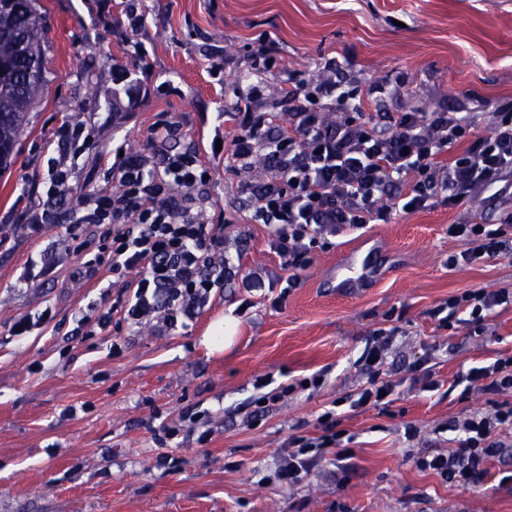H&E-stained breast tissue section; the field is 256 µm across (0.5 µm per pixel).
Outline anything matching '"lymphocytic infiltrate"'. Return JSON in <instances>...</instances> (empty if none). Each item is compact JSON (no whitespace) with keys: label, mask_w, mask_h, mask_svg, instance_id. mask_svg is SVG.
Instances as JSON below:
<instances>
[{"label":"lymphocytic infiltrate","mask_w":512,"mask_h":512,"mask_svg":"<svg viewBox=\"0 0 512 512\" xmlns=\"http://www.w3.org/2000/svg\"><path fill=\"white\" fill-rule=\"evenodd\" d=\"M112 81L127 97L112 105L116 121L142 98L176 91L169 82L154 83L147 71L132 79L120 64L112 68ZM370 104L358 88L292 73L281 99L269 100L263 86L250 83L238 88L224 111L236 124L225 165L243 176L245 219L267 229L288 285H296L315 251L329 248L342 231L386 223L406 210L453 209L477 192L512 185L511 108L489 113L490 129L480 134L474 113L415 108L387 113V125L380 128L366 115ZM186 135L181 120L161 112L142 148L101 137L94 123L66 117L51 136L46 168L27 197L23 218L35 235L68 223L70 240L86 255L85 267H106L119 286L109 310L91 309L80 317L87 335L104 333L116 318L131 328L152 322L165 332L186 326L242 270L241 262L225 257L224 225L212 215L211 162L195 149L171 147ZM86 155L92 161L82 175L78 161ZM261 163L269 166L266 177L249 180ZM511 227L512 212L495 226L449 225V237L466 244L449 256V264L471 266L511 253ZM509 303L511 290L469 289L449 296L439 325L450 329L463 323L480 333L497 308ZM386 351L377 337L365 347L360 360L369 376L353 407L385 406L394 396L397 385L384 368ZM453 385L463 400L480 391L487 406L458 423L463 434L458 448L420 459L418 466L467 488L484 477L487 462L502 446L500 433H512V354L471 367ZM318 423V436L289 438L279 481L295 484L331 448L337 460L352 457V438L339 429L335 409L324 410Z\"/></svg>","instance_id":"obj_1"}]
</instances>
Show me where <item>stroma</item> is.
Instances as JSON below:
<instances>
[{"instance_id":"stroma-1","label":"stroma","mask_w":512,"mask_h":512,"mask_svg":"<svg viewBox=\"0 0 512 512\" xmlns=\"http://www.w3.org/2000/svg\"><path fill=\"white\" fill-rule=\"evenodd\" d=\"M150 23L136 41L110 20L116 0H31L43 30L44 83L0 172V512H512V434L489 459L483 480L463 489L420 470L419 458L456 449L453 428L486 397L459 400L448 386L469 367L512 352V305L498 308L487 332L440 329L432 312L474 288H511L512 255L452 267L465 245L449 238L460 220L500 223L512 197L485 194L455 209L401 214L387 224L344 233L316 252L286 285L263 225L246 223L240 179L215 161L208 192L229 223L224 251L240 256L244 277L225 282L186 328L112 325L76 333L89 307H111L118 291L107 270L87 272L79 256L52 251L68 227L33 236L18 195L34 188L62 113L95 120L101 135L146 143L162 110L197 129L223 111L251 71L255 38L268 33L279 69L261 74L270 97L298 71L319 80L336 59V80L368 90L402 74L408 95L382 110L488 112L512 100V0H145ZM144 44L154 77L177 94L143 102L118 126L108 121L113 62L135 66ZM220 49L223 82L209 55ZM378 262L351 294L336 286L338 265L355 252ZM46 274L23 284L27 261ZM52 308L42 332L11 335L15 319ZM233 342L204 345L224 321ZM394 329L386 368L399 380L388 409L346 405L366 381L358 358L371 335ZM438 387L424 389L422 369ZM325 371L319 388L270 400L254 414L255 382ZM336 408L354 437L342 471L326 453L293 485L275 477L291 436H317V417ZM178 427L166 438L164 427ZM415 427L407 436L406 427Z\"/></svg>"}]
</instances>
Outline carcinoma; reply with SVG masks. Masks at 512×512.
Returning a JSON list of instances; mask_svg holds the SVG:
<instances>
[{
    "label": "carcinoma",
    "mask_w": 512,
    "mask_h": 512,
    "mask_svg": "<svg viewBox=\"0 0 512 512\" xmlns=\"http://www.w3.org/2000/svg\"><path fill=\"white\" fill-rule=\"evenodd\" d=\"M41 27L30 0H0V171L11 164L33 100L43 83Z\"/></svg>",
    "instance_id": "carcinoma-1"
}]
</instances>
